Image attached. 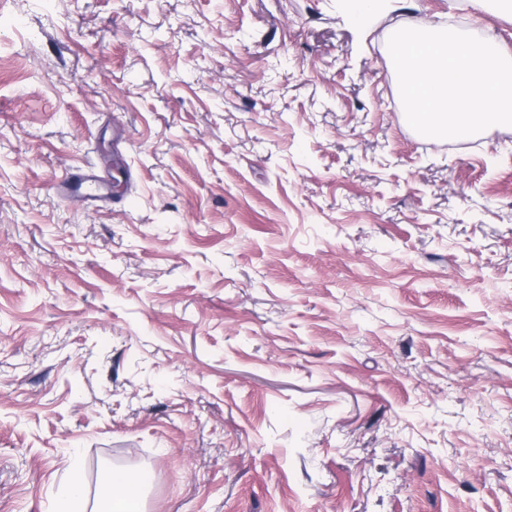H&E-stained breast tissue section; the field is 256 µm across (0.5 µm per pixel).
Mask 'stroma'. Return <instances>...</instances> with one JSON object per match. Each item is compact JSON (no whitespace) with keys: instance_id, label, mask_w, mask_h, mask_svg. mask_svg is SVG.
<instances>
[{"instance_id":"35a3bbf8","label":"stroma","mask_w":512,"mask_h":512,"mask_svg":"<svg viewBox=\"0 0 512 512\" xmlns=\"http://www.w3.org/2000/svg\"><path fill=\"white\" fill-rule=\"evenodd\" d=\"M414 23L512 51L471 0H0V512H512V126L408 127ZM348 11L351 19L359 26H363L368 15L375 9L387 6L391 0H348ZM104 182V178L95 173V170H80L76 172H69L62 182L63 189H78L86 187L90 192L89 196H96L93 194ZM141 473L128 469H112L100 487V497L108 504L109 512H143Z\"/></svg>"}]
</instances>
